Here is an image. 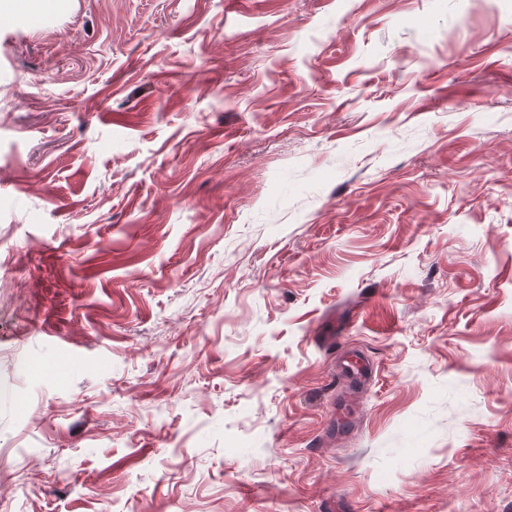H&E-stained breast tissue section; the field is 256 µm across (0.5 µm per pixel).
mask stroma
<instances>
[{"label": "stroma", "instance_id": "stroma-1", "mask_svg": "<svg viewBox=\"0 0 512 512\" xmlns=\"http://www.w3.org/2000/svg\"><path fill=\"white\" fill-rule=\"evenodd\" d=\"M0 512H512V0L1 20Z\"/></svg>", "mask_w": 512, "mask_h": 512}]
</instances>
